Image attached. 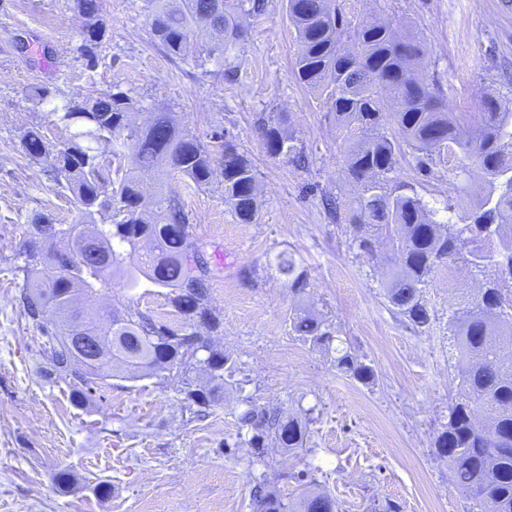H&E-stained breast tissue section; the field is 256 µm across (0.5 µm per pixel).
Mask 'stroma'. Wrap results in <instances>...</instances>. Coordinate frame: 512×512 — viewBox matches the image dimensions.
<instances>
[{
  "label": "stroma",
  "mask_w": 512,
  "mask_h": 512,
  "mask_svg": "<svg viewBox=\"0 0 512 512\" xmlns=\"http://www.w3.org/2000/svg\"><path fill=\"white\" fill-rule=\"evenodd\" d=\"M346 10L361 20L414 23L426 47L424 77L441 89L462 136L474 130L486 95L512 111V0H346ZM100 16L107 32L89 78L71 0H0V512H253L251 450L238 423L250 404L313 418L306 448L268 451L270 478L287 499L313 489L339 512H386L390 503L399 512H468L433 440L458 383L448 321L478 281L461 265L440 270L425 291L431 321L420 329L384 295L390 238L380 237L370 258L349 250L346 208L358 188L343 172L325 106L294 75L298 43L285 0H269L264 13L244 19L247 37L232 54L231 78L222 66L168 56L150 33L144 0H100ZM44 83L71 97L134 89L146 107L178 112L204 143L233 141L258 172L251 224L237 220L220 183L200 187L174 170L164 178L208 246L211 305L223 323L213 341L236 361L205 419L184 408L178 377H108L75 403L22 312L24 280L13 257L28 216L50 212L69 224L76 215L56 172L30 164L19 146L33 125L53 146L69 137L50 125L47 106L29 98L31 86ZM272 112L286 114L306 167L267 154L259 119ZM396 176L439 222L448 205L476 200L484 186L478 174L453 173L444 158L434 177H422L408 150ZM284 250L307 274L304 293L292 292L273 266ZM131 301L168 310L154 288L102 287L95 304ZM302 303L324 313L342 346L373 367L372 384L338 371L335 351L290 334L288 314ZM60 471L70 477L62 489L54 481Z\"/></svg>",
  "instance_id": "stroma-1"
}]
</instances>
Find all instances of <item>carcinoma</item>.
I'll return each mask as SVG.
<instances>
[{"instance_id": "1", "label": "carcinoma", "mask_w": 512, "mask_h": 512, "mask_svg": "<svg viewBox=\"0 0 512 512\" xmlns=\"http://www.w3.org/2000/svg\"><path fill=\"white\" fill-rule=\"evenodd\" d=\"M72 2L87 20L76 51L91 78L100 64L96 48L106 27L99 0ZM146 2L153 37L169 55L198 67L230 58L245 37L243 20L267 7V0ZM286 2L298 42L295 75L326 105L340 131L344 171L361 185L350 205L351 247L371 257L372 236L384 231L392 235L396 265L385 271L386 298L408 323L424 328L431 319L424 288L439 267L462 262L478 272L512 271V113L502 111L497 97L486 95L479 133L464 139L444 108L442 91L419 76L425 47L412 26L355 22L339 0ZM218 42L222 54L214 56L212 46ZM30 97L50 106L53 125L70 133L57 157L65 179L62 188L77 211L75 223L66 226L55 225L47 212L29 216L26 240L15 254V271L24 275L21 307L46 338L53 373L68 384L78 403L91 389V377L103 378L95 369L85 376L75 373L66 336L75 298L95 295L114 270L122 269V287L163 288L171 311L156 315L133 304L122 310H94L85 316L87 330L106 328L112 336L111 370L133 379L184 375L202 365L206 384L186 387L184 400L189 410L206 417L235 371L230 354L196 331L201 325L211 333L221 327L209 305L213 268L179 198L160 193L148 219L141 189L148 181H161L167 166L200 187L219 174L224 201L241 223L251 224L258 214L259 192L252 163L230 142L222 144L220 159H214L213 150L184 129L173 112L157 109L145 122H137L135 116L146 106L132 89L79 99L64 96L58 87L37 85ZM285 123L282 114L264 118L263 144L270 156H284L300 166L306 155L285 131ZM20 146L30 163L41 164L50 142L39 126L24 131ZM405 146L413 151L423 177L434 175L436 156L443 150L456 158L460 172L483 175L485 191L476 204L457 205V223L436 222L415 190L394 180ZM103 147L119 160L131 156V165L116 167L113 180L104 176ZM56 226L73 240L71 251L43 245L33 251L34 237ZM275 267L294 292L307 287V274L292 253L280 252ZM484 285L483 296L468 298L452 323L460 381L433 447L448 459L454 485L471 501L470 512H483L489 505L495 512H512V359L501 357L512 346V320H505V308L512 309L507 298L512 281L492 278ZM33 297L50 301V311L35 308ZM289 330L319 348L328 349L335 341L332 323L307 307L291 312ZM335 363L363 384L375 379L374 369L348 348L336 350ZM479 407L487 413L482 422L476 421ZM239 423L251 433L253 512H296L271 485L266 449L306 447L311 418L251 404ZM303 512L338 508L327 494L314 493L304 498Z\"/></svg>"}]
</instances>
